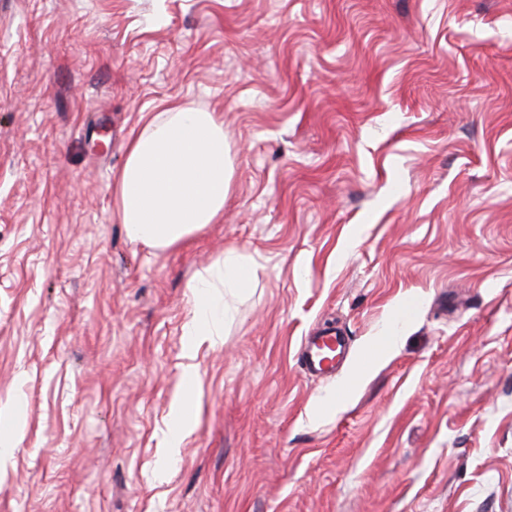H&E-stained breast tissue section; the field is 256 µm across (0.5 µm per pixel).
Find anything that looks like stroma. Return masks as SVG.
<instances>
[{
	"instance_id": "obj_1",
	"label": "stroma",
	"mask_w": 512,
	"mask_h": 512,
	"mask_svg": "<svg viewBox=\"0 0 512 512\" xmlns=\"http://www.w3.org/2000/svg\"><path fill=\"white\" fill-rule=\"evenodd\" d=\"M173 105L233 174L157 252L112 175ZM0 408V512H512V0H0ZM254 280V268L234 245L224 248V261L215 265L207 274L193 283V306L186 324V336L194 339L218 336L216 325L219 312L211 290L224 288L229 293H245ZM344 354V338L327 333L304 338L299 350L301 368L311 377L327 379L334 375L336 363Z\"/></svg>"
}]
</instances>
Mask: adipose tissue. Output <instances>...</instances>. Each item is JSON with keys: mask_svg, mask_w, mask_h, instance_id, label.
Wrapping results in <instances>:
<instances>
[{"mask_svg": "<svg viewBox=\"0 0 512 512\" xmlns=\"http://www.w3.org/2000/svg\"><path fill=\"white\" fill-rule=\"evenodd\" d=\"M231 166L224 124L215 113L172 107L148 119L130 141L112 181L114 214L127 238L154 251L178 247L224 215ZM254 268L240 249L193 283L186 333L216 335L215 289L245 293Z\"/></svg>", "mask_w": 512, "mask_h": 512, "instance_id": "1", "label": "adipose tissue"}]
</instances>
